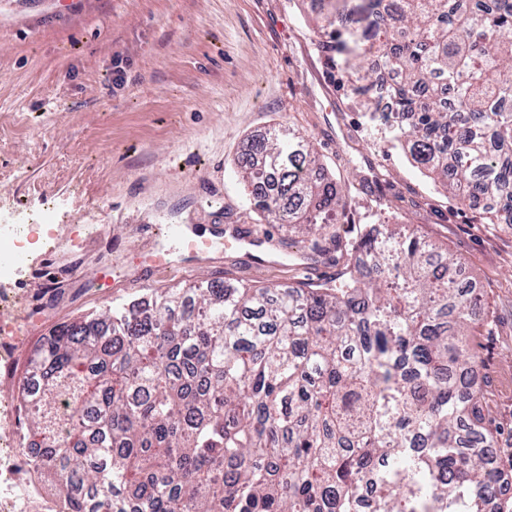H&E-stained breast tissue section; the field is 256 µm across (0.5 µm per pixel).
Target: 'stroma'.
I'll return each mask as SVG.
<instances>
[{
    "label": "stroma",
    "instance_id": "stroma-1",
    "mask_svg": "<svg viewBox=\"0 0 512 512\" xmlns=\"http://www.w3.org/2000/svg\"><path fill=\"white\" fill-rule=\"evenodd\" d=\"M319 0H0V225L34 231L0 326L27 318L0 396L56 325L217 278L335 282L346 266L258 221L235 161L293 127L346 190V231L387 204L462 265L482 299L470 340L504 483L512 484V224L460 204L368 125L318 51ZM127 62L122 86L112 60ZM385 198L368 191L375 175ZM193 225L202 245L170 237ZM56 289L42 291L44 276Z\"/></svg>",
    "mask_w": 512,
    "mask_h": 512
}]
</instances>
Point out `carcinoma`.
<instances>
[{"mask_svg":"<svg viewBox=\"0 0 512 512\" xmlns=\"http://www.w3.org/2000/svg\"><path fill=\"white\" fill-rule=\"evenodd\" d=\"M383 38L338 72L366 121L460 202L512 213V0H368ZM332 53L355 35L319 14ZM399 81L379 111L361 57ZM452 99L438 104L441 89ZM260 218L359 260L334 285L212 280L64 323L27 357L19 451L67 512H487L500 471L467 339L480 297L459 264L346 207L310 142L279 128L239 159ZM503 208H498V204Z\"/></svg>","mask_w":512,"mask_h":512,"instance_id":"carcinoma-1","label":"carcinoma"}]
</instances>
